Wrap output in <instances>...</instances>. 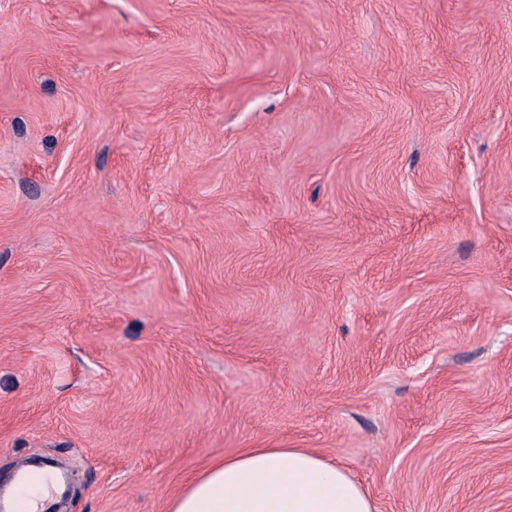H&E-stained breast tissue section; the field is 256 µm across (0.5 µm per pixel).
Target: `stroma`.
Instances as JSON below:
<instances>
[{"label":"stroma","instance_id":"1","mask_svg":"<svg viewBox=\"0 0 512 512\" xmlns=\"http://www.w3.org/2000/svg\"><path fill=\"white\" fill-rule=\"evenodd\" d=\"M243 448L512 512V0H0V477Z\"/></svg>","mask_w":512,"mask_h":512}]
</instances>
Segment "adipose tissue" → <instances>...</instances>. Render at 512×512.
<instances>
[{
    "mask_svg": "<svg viewBox=\"0 0 512 512\" xmlns=\"http://www.w3.org/2000/svg\"><path fill=\"white\" fill-rule=\"evenodd\" d=\"M167 512H373V506L343 468L316 451L245 448L189 478Z\"/></svg>",
    "mask_w": 512,
    "mask_h": 512,
    "instance_id": "ef3b65f1",
    "label": "adipose tissue"
}]
</instances>
